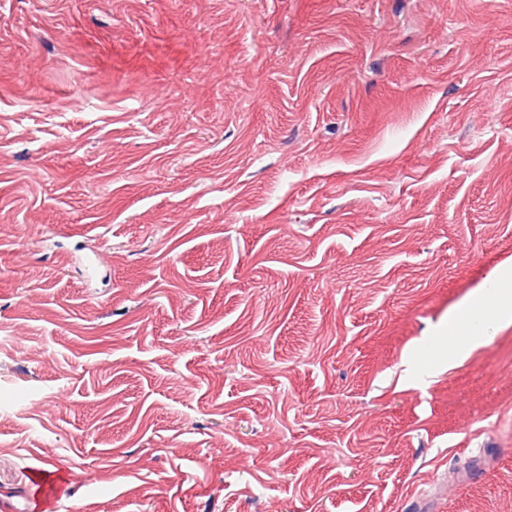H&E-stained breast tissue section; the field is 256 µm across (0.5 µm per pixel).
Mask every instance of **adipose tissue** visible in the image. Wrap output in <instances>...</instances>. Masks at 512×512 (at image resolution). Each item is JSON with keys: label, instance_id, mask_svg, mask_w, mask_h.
Segmentation results:
<instances>
[{"label": "adipose tissue", "instance_id": "adipose-tissue-1", "mask_svg": "<svg viewBox=\"0 0 512 512\" xmlns=\"http://www.w3.org/2000/svg\"><path fill=\"white\" fill-rule=\"evenodd\" d=\"M472 301L479 306L476 318L452 316L448 321L447 335L438 337L437 343L442 352L439 366L461 363L483 345V336L473 330L476 320L492 321L505 328L512 326L511 288H481L474 293Z\"/></svg>", "mask_w": 512, "mask_h": 512}]
</instances>
